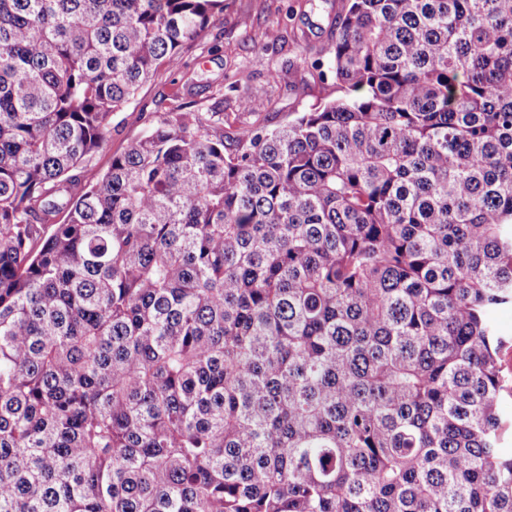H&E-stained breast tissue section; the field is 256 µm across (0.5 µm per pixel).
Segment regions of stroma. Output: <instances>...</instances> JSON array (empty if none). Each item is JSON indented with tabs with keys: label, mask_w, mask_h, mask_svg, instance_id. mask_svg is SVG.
I'll return each instance as SVG.
<instances>
[{
	"label": "stroma",
	"mask_w": 512,
	"mask_h": 512,
	"mask_svg": "<svg viewBox=\"0 0 512 512\" xmlns=\"http://www.w3.org/2000/svg\"><path fill=\"white\" fill-rule=\"evenodd\" d=\"M344 0H224V15L195 45L185 47L167 73L145 84L112 121V133L85 169L96 179L112 154L142 135L173 97L222 103L224 121L238 127L253 118L276 127L296 113L335 98L327 48ZM280 40H272L271 32ZM264 96H253L255 87Z\"/></svg>",
	"instance_id": "stroma-1"
}]
</instances>
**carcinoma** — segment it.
Instances as JSON below:
<instances>
[{
	"instance_id": "carcinoma-1",
	"label": "carcinoma",
	"mask_w": 512,
	"mask_h": 512,
	"mask_svg": "<svg viewBox=\"0 0 512 512\" xmlns=\"http://www.w3.org/2000/svg\"><path fill=\"white\" fill-rule=\"evenodd\" d=\"M224 0H0V512H512V0H345L340 95L193 101ZM492 317L500 335L509 340V344L501 351L500 363L503 373L510 377L512 376V308L498 310Z\"/></svg>"
}]
</instances>
